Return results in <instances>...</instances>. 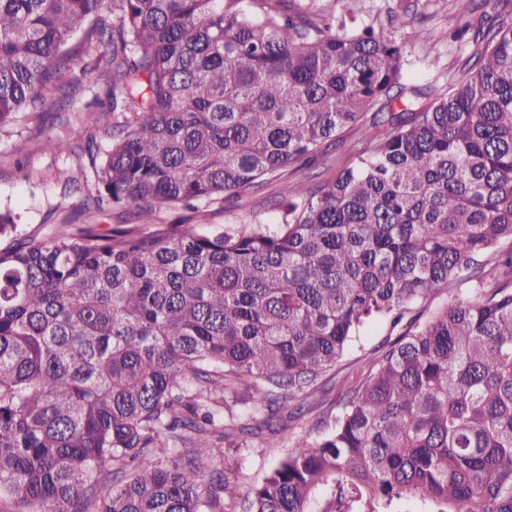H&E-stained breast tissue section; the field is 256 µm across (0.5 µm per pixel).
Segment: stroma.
<instances>
[{
    "label": "stroma",
    "instance_id": "1",
    "mask_svg": "<svg viewBox=\"0 0 512 512\" xmlns=\"http://www.w3.org/2000/svg\"><path fill=\"white\" fill-rule=\"evenodd\" d=\"M405 3L410 5L420 25L442 28L451 34L465 25L476 24L478 16L471 12L469 0H360L358 4L360 18L377 20L387 33L404 42L408 81L429 87L435 93L445 91L461 75L473 46L452 38L437 46L409 42L400 15ZM83 64L86 68L83 86L65 114L50 112L41 120L23 114L13 130L0 132V208L13 211L21 235L38 241L54 237L63 220L72 215L77 202L76 196L64 194L56 182L57 170H70L81 179L90 172L86 158L69 152H52L46 146L47 138L61 135L79 144L92 133L101 151H108L112 144L105 130L93 132L86 124L87 103L106 97L103 76L106 65L93 55L86 56ZM279 192L280 184L274 181L241 206L231 200L207 203L208 229L220 230L228 224L276 223L279 212L273 202ZM391 333L392 328L385 321L366 326L338 361L337 377L348 374L364 356L376 353ZM279 454V449L265 447L259 439L242 449L238 455L242 486L262 481Z\"/></svg>",
    "mask_w": 512,
    "mask_h": 512
}]
</instances>
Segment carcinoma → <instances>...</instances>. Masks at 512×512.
Returning <instances> with one entry per match:
<instances>
[{
	"label": "carcinoma",
	"mask_w": 512,
	"mask_h": 512,
	"mask_svg": "<svg viewBox=\"0 0 512 512\" xmlns=\"http://www.w3.org/2000/svg\"><path fill=\"white\" fill-rule=\"evenodd\" d=\"M473 42L433 97L356 0H0V129L105 60L112 147L79 146L77 211L120 219L36 242L0 210V512H512V21ZM352 125L368 150L284 183L274 228H203L196 203ZM457 281L322 407L362 328ZM311 414L241 496L234 452Z\"/></svg>",
	"instance_id": "1"
}]
</instances>
